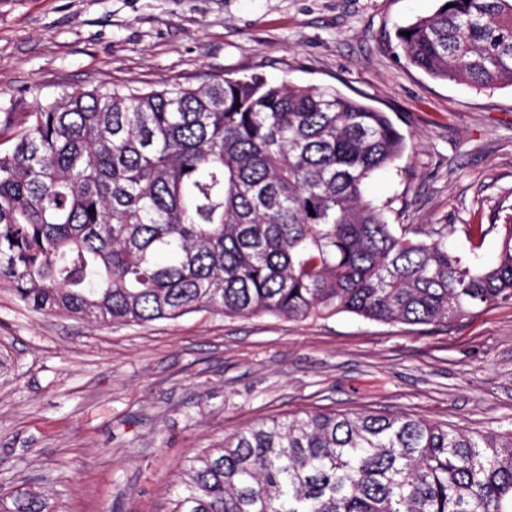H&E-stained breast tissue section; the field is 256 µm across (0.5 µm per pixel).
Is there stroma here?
I'll return each mask as SVG.
<instances>
[{
	"label": "stroma",
	"mask_w": 512,
	"mask_h": 512,
	"mask_svg": "<svg viewBox=\"0 0 512 512\" xmlns=\"http://www.w3.org/2000/svg\"><path fill=\"white\" fill-rule=\"evenodd\" d=\"M437 0H0V106L94 85L221 75L333 86L387 112L402 156L369 195L415 238L448 227L474 268L512 213V87L408 64L395 30ZM472 224L487 235L473 246ZM314 410L408 413L512 430V302L429 325L199 312L95 325L0 282V490L50 512H166L186 461L254 422Z\"/></svg>",
	"instance_id": "stroma-1"
}]
</instances>
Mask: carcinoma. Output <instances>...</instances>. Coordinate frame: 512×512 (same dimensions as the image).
Masks as SVG:
<instances>
[{
  "label": "carcinoma",
  "instance_id": "carcinoma-1",
  "mask_svg": "<svg viewBox=\"0 0 512 512\" xmlns=\"http://www.w3.org/2000/svg\"><path fill=\"white\" fill-rule=\"evenodd\" d=\"M396 30L432 78L512 86V0H438ZM0 281L95 324L321 310L405 325L512 300V215L474 270L396 233L366 194L404 136L333 87L218 77L64 91L0 117ZM94 212H89V209ZM168 512H512V431L313 411L224 437L176 474ZM0 512H49L15 488Z\"/></svg>",
  "mask_w": 512,
  "mask_h": 512
}]
</instances>
